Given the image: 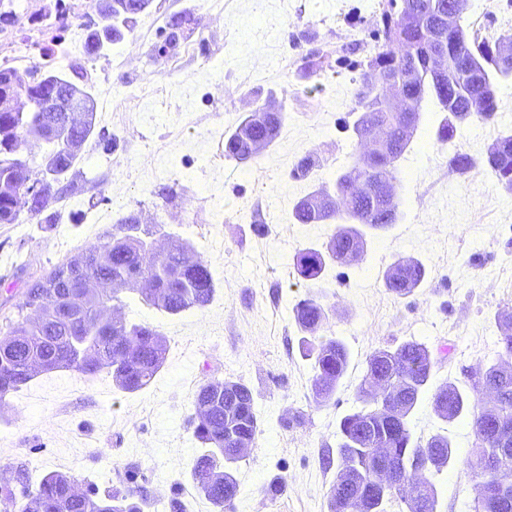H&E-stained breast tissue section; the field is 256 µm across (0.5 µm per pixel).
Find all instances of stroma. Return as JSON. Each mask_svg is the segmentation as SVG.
<instances>
[{
    "mask_svg": "<svg viewBox=\"0 0 512 512\" xmlns=\"http://www.w3.org/2000/svg\"><path fill=\"white\" fill-rule=\"evenodd\" d=\"M377 0H152L120 43L101 55L71 56L95 99V133L80 150L76 202L61 201L55 224H0V326L17 318L28 286L55 265L93 245L131 212L154 227L163 250L190 242L215 280L211 304L177 316L145 305L138 290L121 292L116 312L157 330L167 352L150 384L119 389L110 374L89 378L62 370L36 376L0 404V472L37 459L56 471L58 449L90 444L78 473L82 490L104 494L88 472L112 466L147 487L151 498L178 499L185 512H214L193 488L191 462L198 443L187 423L205 380H231L252 391L261 426L243 452L236 477L235 512H329L335 469L324 468L336 449L342 416L356 405L367 358L413 339L425 343L434 368L431 387L465 384L494 355L504 329L495 315L512 310V193L498 186L482 161L512 131V83L497 92L493 120L460 126L458 152L475 159L461 174L435 140L443 118L426 105L398 163L395 224L368 232L357 262L335 266L320 281L301 279L295 254L319 244L331 224H298L294 203L315 186L334 182L356 155L353 133L340 121L354 106L347 72L304 69L309 46L332 51L337 35L369 17ZM190 12L191 34L173 56H157L171 17ZM314 35V43L294 35ZM122 67H115V60ZM284 112L276 140L249 163L224 157V136L259 107ZM114 144L104 150L99 132ZM320 166L307 180L291 171L303 156ZM418 259L424 284L398 297L383 284L396 262ZM312 297L329 312L323 336L341 339L352 366L329 403L313 400L303 332L292 308ZM416 438L447 431L458 458L436 477L439 512H473L478 496L463 461L472 446L469 427L444 424L422 397L412 415ZM284 489L268 496L266 486Z\"/></svg>",
    "mask_w": 512,
    "mask_h": 512,
    "instance_id": "1",
    "label": "stroma"
}]
</instances>
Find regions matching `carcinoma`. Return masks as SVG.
<instances>
[{"label": "carcinoma", "mask_w": 512, "mask_h": 512, "mask_svg": "<svg viewBox=\"0 0 512 512\" xmlns=\"http://www.w3.org/2000/svg\"><path fill=\"white\" fill-rule=\"evenodd\" d=\"M112 2L114 5L101 15V28L90 33L86 41L90 55L100 54L107 45L123 38L121 29L113 24L118 12L133 19L150 6V0ZM396 2L381 0L380 12L366 23L367 37L376 46L373 54L365 56L362 44L349 43L337 47L334 54L316 47L302 57L306 68L336 66L353 73L352 112L376 115L395 146L369 174L378 184L374 196L359 197L341 181L335 188L321 185L295 202L292 218L298 224L329 219L343 223L326 242L305 247L296 255L295 270L307 281L316 282L329 267L343 264L345 250L352 241L361 239L357 229L345 226L347 221L372 230L384 229L368 220L367 213L381 208L386 203L385 191L394 188L397 163L409 147V142H401L398 136L407 113L419 115L428 103L445 113L435 132L436 141L448 146L450 164L466 172L474 167L475 160L454 150L457 130L470 120H487L497 111V99L488 90L485 75L495 78V86L508 81L493 66L496 44L465 25L461 26L463 38H448L442 16L448 12L449 0H413L411 21L405 20ZM190 21L188 12L172 17L164 47L173 48L179 38L186 37ZM437 52L444 53L439 71L426 65L428 57ZM407 68L416 70L415 82L400 89V108H385L369 87H379L387 79L395 81ZM70 72L81 76L72 64L66 70H47L44 84L36 87L34 94L71 88ZM50 119L47 112H0V224H16L24 214L36 218L62 195L75 190L68 175L79 161L78 153L67 149L64 128L48 126ZM283 121L281 112L261 123L247 115L224 139V158L238 164L253 160L251 146L273 143ZM19 136L41 138L48 146L43 166L55 174L59 188L42 202L29 203L28 189L12 180L18 158L10 146ZM483 164L498 185L512 191V132L499 136ZM315 167V160L306 155L295 164L291 176L308 179ZM336 191L342 194L343 207L335 208L329 218L317 197ZM152 235L153 230L142 226L133 212L99 236L96 244L54 266L28 287L18 313L30 310L35 318L9 320L7 330L0 335V398L27 385L38 374L35 363L45 372L67 369L94 376L105 370L128 393L150 384L165 361V346L156 330L112 315V302L119 300L122 287L132 282L147 284L141 300L169 315L203 309L215 296L213 275L191 244L156 251L148 241ZM425 275L419 260L397 263L385 273L384 285L399 296L409 295ZM293 314L297 325L310 332L328 319L325 307L313 298L298 301ZM498 344L499 359L480 377L470 380L468 388L449 382L432 393L433 361L424 343L408 340L394 349L382 348L371 354L356 389L358 406L339 420L336 457L324 458L325 467L335 464L338 468L336 482L327 493L329 512H388L406 494L410 495L409 512H438L439 493L431 476L454 466L456 454L445 431L425 441L413 438L410 418L419 399L428 392L439 419L447 424L462 421L470 425L474 440L464 460L467 471L473 477L483 475L487 488L496 495L494 512H512V367L504 361L512 358V333L501 336ZM302 353L311 361L316 398L330 400L350 366L349 349L336 337L321 336L315 341L304 339ZM373 376L382 379L383 390L390 397L386 413L380 411ZM232 387V393L226 394L220 381L202 382L194 413L188 419L194 438L201 444L191 477L216 512H226L238 495L233 465L240 456L234 448L243 441L253 442L259 432L250 388L240 381L232 382ZM484 394L492 397V406L485 410L479 408ZM379 448L385 452L378 453ZM15 481L22 479L0 478L4 512L11 507L18 512H144L150 504L145 487L134 479L124 488L94 499L74 490L77 479L48 473L33 491L23 485L22 503L17 499Z\"/></svg>", "instance_id": "obj_1"}]
</instances>
